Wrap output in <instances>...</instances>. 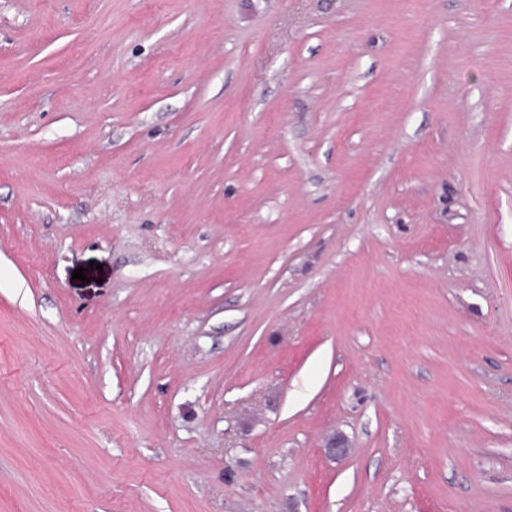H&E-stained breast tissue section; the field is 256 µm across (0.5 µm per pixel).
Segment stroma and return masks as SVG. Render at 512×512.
Listing matches in <instances>:
<instances>
[{"label": "stroma", "instance_id": "35a3bbf8", "mask_svg": "<svg viewBox=\"0 0 512 512\" xmlns=\"http://www.w3.org/2000/svg\"><path fill=\"white\" fill-rule=\"evenodd\" d=\"M0 512H512V0H0Z\"/></svg>", "mask_w": 512, "mask_h": 512}]
</instances>
